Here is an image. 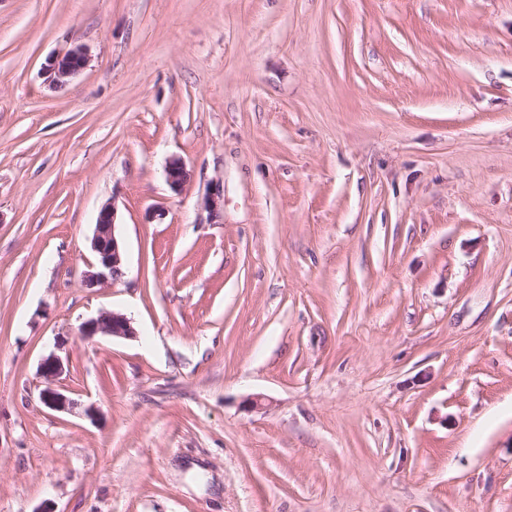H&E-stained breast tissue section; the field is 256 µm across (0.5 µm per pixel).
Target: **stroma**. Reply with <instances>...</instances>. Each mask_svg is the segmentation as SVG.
I'll return each mask as SVG.
<instances>
[{
  "label": "stroma",
  "instance_id": "obj_1",
  "mask_svg": "<svg viewBox=\"0 0 512 512\" xmlns=\"http://www.w3.org/2000/svg\"><path fill=\"white\" fill-rule=\"evenodd\" d=\"M0 512H512V0H0ZM89 60L87 49L82 45H74L64 53L49 59L47 72L53 83L61 85L85 70ZM116 208L114 203L102 206L98 213L91 239L95 263L83 272V282L89 288L115 281L123 275L125 250L116 234ZM98 334L129 338L135 336L136 331L125 315L102 312L97 317L84 321L78 328V336L81 339H88ZM65 370L63 359L50 354L40 364V376L43 378L45 388L41 392V400L48 408L64 413H76L80 407L78 401L65 394L63 389L58 388L56 383Z\"/></svg>",
  "mask_w": 512,
  "mask_h": 512
}]
</instances>
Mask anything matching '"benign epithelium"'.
I'll return each instance as SVG.
<instances>
[{
  "label": "benign epithelium",
  "mask_w": 512,
  "mask_h": 512,
  "mask_svg": "<svg viewBox=\"0 0 512 512\" xmlns=\"http://www.w3.org/2000/svg\"><path fill=\"white\" fill-rule=\"evenodd\" d=\"M89 54L82 45H75L51 59L47 72L51 81L61 85L87 68ZM166 180L172 192L181 193L188 180L189 173L181 160H174L166 169ZM223 206L220 185H215L203 196L201 208L209 217L218 216ZM91 250L95 254V263L89 270L83 272V282L89 288L115 281L123 275L125 250L121 239L116 234L115 205L105 204L98 213L95 230L91 239ZM101 334L103 336L129 338L136 335L131 321L123 314L102 312L94 318L84 321L78 328V336L88 339ZM65 370L63 359L51 354L40 364V376L45 388L41 392V400L48 408L64 413H74L80 408V403L58 388L57 383Z\"/></svg>",
  "instance_id": "obj_1"
}]
</instances>
